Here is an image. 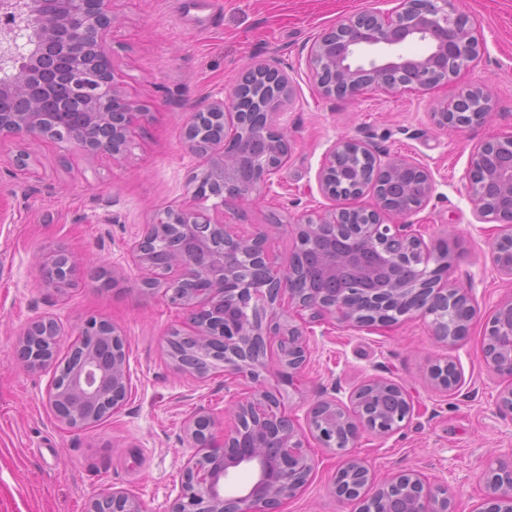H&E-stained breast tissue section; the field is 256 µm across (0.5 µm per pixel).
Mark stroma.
I'll list each match as a JSON object with an SVG mask.
<instances>
[{"mask_svg": "<svg viewBox=\"0 0 512 512\" xmlns=\"http://www.w3.org/2000/svg\"><path fill=\"white\" fill-rule=\"evenodd\" d=\"M399 6L400 0H203L186 9L180 0H112L118 22L106 52L122 91L151 112L127 154L91 158L71 141H39L24 148L31 158L23 169L15 163L22 148L0 144V512H85L109 487L134 494L148 512H171L191 452L185 421L203 410L217 425L229 424L223 372L198 379L176 370L166 337L185 327L187 314L144 291L146 272L129 246L157 209L190 200V178L202 160L185 142L187 119L227 96L246 66L265 61L291 79V100L277 119L291 151L256 192L225 205V223L251 233L279 218L282 227L271 232L268 249L288 255L295 246L292 225L336 205L317 182L325 154L340 139H362L380 155L429 171L431 201L410 222L428 246L447 241L448 281L472 286L480 310L447 349L419 317L385 329L307 323L304 385L298 392L282 388L283 403L302 425L318 399L347 398L367 377L404 386L415 404L410 420L387 437L361 433L356 456L380 479L401 470L430 481L447 478L463 512L479 507L482 470L512 451V418L496 409L498 391L512 378L491 374L480 362L487 318L498 300L512 295V281L491 259L506 230L478 221L462 176L475 145L512 136V0H457L481 51L447 83L424 92L320 94L306 68L313 40L363 10L387 14ZM475 86L489 89L491 118L437 127L432 112ZM56 246L80 263L72 284L61 289L40 283V260ZM101 267L115 276L111 288L95 279ZM42 316L56 318L64 336L54 363L34 371L17 362L15 349ZM90 317L126 336L132 393L111 418L74 431L55 418L46 398L73 332ZM443 352L463 371L454 395L430 383L432 357ZM307 450L315 468L282 512H357L356 502L332 493L340 458L313 440Z\"/></svg>", "mask_w": 512, "mask_h": 512, "instance_id": "obj_1", "label": "stroma"}]
</instances>
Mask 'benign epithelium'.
I'll use <instances>...</instances> for the list:
<instances>
[{
  "mask_svg": "<svg viewBox=\"0 0 512 512\" xmlns=\"http://www.w3.org/2000/svg\"><path fill=\"white\" fill-rule=\"evenodd\" d=\"M112 0H0V71L12 76L0 82V143L18 139L59 140L57 128L68 121L50 103L66 86L75 92L91 89L85 120L64 135L89 156H123L135 126L147 112L120 89L114 68L100 66L115 17ZM44 29L52 50L31 41L32 24ZM411 42L427 51L408 56L401 48ZM479 40L454 0H401L385 15L364 10L325 30L310 45L307 67L317 90L327 97L352 96L367 87L385 92L402 88L427 91L450 81L474 61ZM262 86L256 100L264 119L252 125L240 112L245 88ZM290 78L270 63L248 67L227 99L209 111L224 125L206 140L196 135L197 116L186 125L191 152L204 156L203 168L190 179L191 208L157 210L141 237L130 247L134 262L148 271L142 285L187 311V340L172 357L177 368L206 378L221 367L224 375L248 385L246 397L231 396L232 425L215 431L216 422L197 411L187 420L186 434L194 448L182 474L180 494L172 512H280L281 505L307 484L315 463L307 452L305 434L344 462L342 480L334 482L338 498L360 500L359 512H382L394 500L407 512H459L448 482H430L414 471L376 480L352 453L362 431L386 437L413 413L408 391L383 377H370L348 395V402L329 397L313 405L302 430L281 404L279 386L298 391L308 357L303 328L296 318L390 327L418 315L431 318L435 340L451 345L464 335L476 315L472 289L450 288L448 255L429 248L410 224H387L391 214L406 219L429 203L434 191L430 173L406 158L377 157L360 139L339 140L318 172V185L328 198L373 194L376 205L332 208L312 213L295 225L296 243L285 257L267 247L269 231L241 235L210 210L248 195L288 160L289 143L277 117L289 101ZM493 111L489 92L468 89L431 113L442 128L483 122ZM462 180L477 218L512 227V137L487 141L472 152ZM214 198L212 207L204 202ZM184 227L202 252H175L159 262L156 244L168 228ZM329 288H291L306 274L310 255ZM497 271L512 280V239L502 238L493 250ZM78 264L58 247L46 253L42 284L63 288L73 281ZM296 314L282 309L283 298ZM96 333L110 339L112 356L95 347H73L74 368L61 367L47 394L56 418L72 430L94 426L117 413L132 391L126 339L106 321L87 319L75 338ZM61 328L51 317L32 322L20 336L17 360L31 370L55 358ZM277 343L279 366H269L264 345ZM481 363L489 371L512 375V296L498 301L486 324ZM433 385L456 393L462 377L451 360H436L429 371ZM248 467L253 478L246 488L228 491L229 470ZM485 497L477 512H512V452L488 463L483 472ZM86 512H147L137 496L108 488L92 497Z\"/></svg>",
  "mask_w": 512,
  "mask_h": 512,
  "instance_id": "obj_1",
  "label": "benign epithelium"
}]
</instances>
